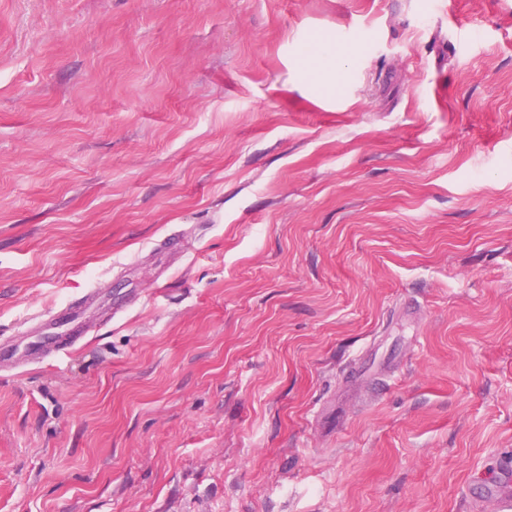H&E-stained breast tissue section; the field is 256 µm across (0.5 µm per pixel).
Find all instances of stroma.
Here are the masks:
<instances>
[{"instance_id": "35a3bbf8", "label": "stroma", "mask_w": 512, "mask_h": 512, "mask_svg": "<svg viewBox=\"0 0 512 512\" xmlns=\"http://www.w3.org/2000/svg\"><path fill=\"white\" fill-rule=\"evenodd\" d=\"M96 285L0 370V512H474L512 0H0V338ZM104 293L103 288H88L82 296L71 303L58 308L56 314L47 319L53 326L37 336H14L9 340H0V368H17L23 359L40 362L54 360L67 354L83 336H74L66 331V327L78 322L84 335L95 331L97 322L84 319L86 308L92 306ZM32 338H34L32 340Z\"/></svg>"}]
</instances>
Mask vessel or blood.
I'll return each instance as SVG.
<instances>
[{
    "mask_svg": "<svg viewBox=\"0 0 512 512\" xmlns=\"http://www.w3.org/2000/svg\"><path fill=\"white\" fill-rule=\"evenodd\" d=\"M101 294V289L89 288L78 300L59 307L56 314L49 317L50 329L40 335L0 340V368H16L25 360L44 362L67 354L77 342V336L68 333V325L76 322L83 334L94 332L96 321L84 318L83 313ZM471 492L477 505L491 503L496 512H512V461L500 466L495 480L475 484Z\"/></svg>",
    "mask_w": 512,
    "mask_h": 512,
    "instance_id": "1",
    "label": "vessel or blood"
}]
</instances>
